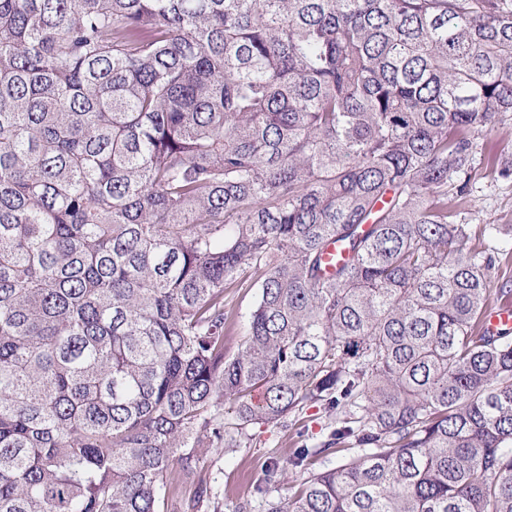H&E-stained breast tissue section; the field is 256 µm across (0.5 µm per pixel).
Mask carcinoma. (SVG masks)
Returning a JSON list of instances; mask_svg holds the SVG:
<instances>
[{
    "instance_id": "cac0c4a2",
    "label": "carcinoma",
    "mask_w": 512,
    "mask_h": 512,
    "mask_svg": "<svg viewBox=\"0 0 512 512\" xmlns=\"http://www.w3.org/2000/svg\"><path fill=\"white\" fill-rule=\"evenodd\" d=\"M511 128L512 0H0V512L198 505L311 408L265 512H512ZM475 183L476 190L463 212L470 224H506L512 228V182L496 181L489 169L481 168ZM256 290L254 288L233 289L230 295L224 294V302H229L235 306L241 316V323H244L246 315L251 308ZM256 448H234L230 451L211 450L201 457L199 470L210 483L221 505V512H228L224 503L252 500L251 512H263L260 502L252 498L253 486L263 477L270 461H277L283 469L279 493L288 495L289 487L301 482L302 475L288 466L289 448L293 437L285 429H256ZM196 490V481L175 483L168 501V512H213L212 506L207 508L205 502L202 507L200 504L199 508L189 507L193 504Z\"/></svg>"
}]
</instances>
